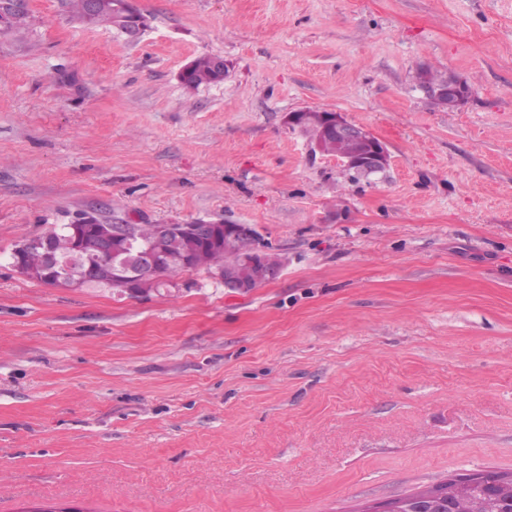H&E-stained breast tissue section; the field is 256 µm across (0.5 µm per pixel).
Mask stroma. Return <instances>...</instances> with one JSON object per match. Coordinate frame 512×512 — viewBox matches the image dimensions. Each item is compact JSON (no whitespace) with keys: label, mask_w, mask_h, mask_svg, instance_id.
I'll return each instance as SVG.
<instances>
[{"label":"stroma","mask_w":512,"mask_h":512,"mask_svg":"<svg viewBox=\"0 0 512 512\" xmlns=\"http://www.w3.org/2000/svg\"><path fill=\"white\" fill-rule=\"evenodd\" d=\"M134 6V44L63 0L0 34V512H363L512 472V0ZM201 55L228 74L186 88ZM423 65L468 102L434 106ZM302 108L389 168L311 156ZM84 212L251 224L286 265L241 294L18 273ZM302 112H305V132L310 141H323L325 128L326 138L336 145H357L358 150L353 154L339 152L331 155L345 170L356 175H371L389 167L391 155L386 142L368 128L349 121L340 112L303 108L286 114L285 123L289 129L303 133Z\"/></svg>","instance_id":"1"}]
</instances>
